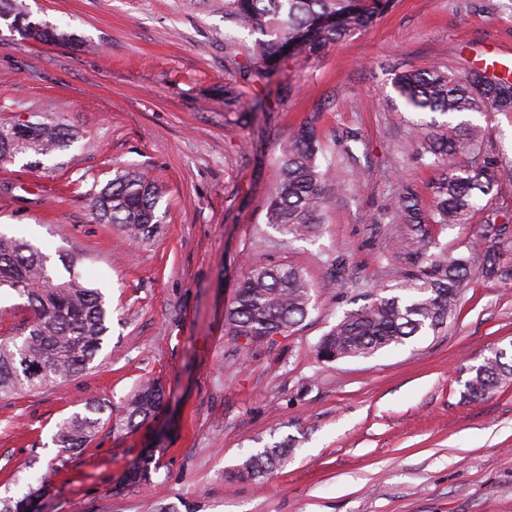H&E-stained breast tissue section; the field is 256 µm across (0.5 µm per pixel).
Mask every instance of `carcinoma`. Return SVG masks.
<instances>
[{
	"instance_id": "carcinoma-1",
	"label": "carcinoma",
	"mask_w": 512,
	"mask_h": 512,
	"mask_svg": "<svg viewBox=\"0 0 512 512\" xmlns=\"http://www.w3.org/2000/svg\"><path fill=\"white\" fill-rule=\"evenodd\" d=\"M383 0H224V22L253 37L245 62L235 63L237 81L250 86L273 75L294 57L312 55L336 42L347 31L373 22ZM24 39L42 43L75 41L46 22L0 0V20ZM472 70L460 77L439 70H407L396 75L394 88L415 112L442 115L466 112H512V81L482 77ZM75 138L63 122L0 123V164L19 155L51 156ZM421 155L441 170L433 186L431 219L436 224H460L475 201L512 183V168L503 166L483 148L477 130L457 125L448 135L429 137ZM323 147L314 125L305 123L284 145L280 179L267 200L266 223L295 238L314 234L324 208L329 169L320 161ZM159 191L145 173L127 170L93 195L92 219L112 224L140 241L158 226ZM396 218L412 238L424 237L418 201L410 194L399 199ZM50 257L27 240L0 233V288L26 296L30 316L14 335L0 338V398L35 391L81 375L93 368L109 332V305L101 289L65 265L68 278L48 266ZM470 260L444 253L423 254L415 269L402 274L394 288L375 291L373 301L346 314L320 340L316 355L323 362L368 357L406 344L417 336L436 334L455 318ZM316 287L293 267L254 264L238 284L224 314L225 330L252 343L281 336L302 323L313 307ZM507 353L490 354L469 369L464 395L479 399L512 377ZM165 402L155 380L142 382L117 416L106 406L89 404L56 426L52 443L65 454H80L106 427L133 431L154 417ZM288 460V449L275 446L250 452L238 465L242 479L274 472ZM152 459L136 461L128 486L152 483ZM45 485L29 487L18 499L0 498V512H32Z\"/></svg>"
}]
</instances>
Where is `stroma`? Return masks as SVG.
Here are the masks:
<instances>
[{
    "instance_id": "1",
    "label": "stroma",
    "mask_w": 512,
    "mask_h": 512,
    "mask_svg": "<svg viewBox=\"0 0 512 512\" xmlns=\"http://www.w3.org/2000/svg\"><path fill=\"white\" fill-rule=\"evenodd\" d=\"M31 18L78 45L21 38L0 21V123L63 122L79 139L30 167L0 166V232L49 254L105 291L111 331L94 369L0 399V498L38 475V512H512V380L463 397L469 369L512 347V185L480 198L462 224L426 222V242L392 215L415 194L430 212L439 172L415 144L468 122L512 167V112L410 111L394 78L408 69L466 74L512 54V0H387L379 16L321 52L238 86L247 32L224 0H21ZM290 87L282 97V87ZM235 90L234 104L224 93ZM263 99L249 125L237 114ZM314 123L333 180L317 233L295 240L268 226L279 146ZM358 135L362 169L342 159ZM141 169L160 192L162 224L134 242L94 223L91 199L116 173ZM471 259L461 310L447 330L405 346L323 362L316 348L346 313L395 286L421 251ZM499 257L486 274V252ZM343 261L342 292L323 293L285 336L251 344L224 313L252 262L293 266L314 283ZM145 379L166 391L161 413L134 431H102L51 469L63 417L91 400L120 403ZM289 444L287 464L238 478L244 453ZM153 455L148 486L116 491L134 459ZM38 464H31L32 456Z\"/></svg>"
}]
</instances>
